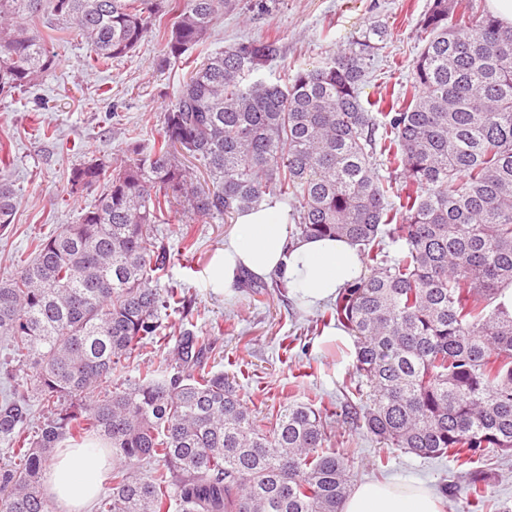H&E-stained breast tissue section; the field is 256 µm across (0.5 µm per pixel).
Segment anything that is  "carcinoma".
<instances>
[{
    "label": "carcinoma",
    "mask_w": 512,
    "mask_h": 512,
    "mask_svg": "<svg viewBox=\"0 0 512 512\" xmlns=\"http://www.w3.org/2000/svg\"><path fill=\"white\" fill-rule=\"evenodd\" d=\"M245 9L0 0V95L26 91L56 63L33 16L72 29L106 65L154 30L166 59L187 61L222 15ZM419 33L418 93L386 112L359 93L382 28L276 81L262 72L280 58L278 42L247 39L193 68L148 151L127 133L126 159L74 170L72 187L103 185L96 203L0 280L3 373L29 371L0 400V437L27 424L30 395L50 407L0 468V512H52L42 481L55 448L93 436L112 445L98 512H338L350 465L325 447L322 411L290 402L260 428L224 373L206 368L208 338L176 336L166 367L112 383L170 305L153 286L169 253L152 225L178 202L198 221L270 197L290 205L292 237L361 247L367 273L326 316L355 338L360 384L344 417L392 448L452 456L469 474L471 512L484 510L486 479L472 465L512 451V27L432 0ZM18 204L1 176L0 228Z\"/></svg>",
    "instance_id": "cac0c4a2"
}]
</instances>
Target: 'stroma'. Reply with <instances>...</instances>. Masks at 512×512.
Returning <instances> with one entry per match:
<instances>
[{"instance_id": "35a3bbf8", "label": "stroma", "mask_w": 512, "mask_h": 512, "mask_svg": "<svg viewBox=\"0 0 512 512\" xmlns=\"http://www.w3.org/2000/svg\"><path fill=\"white\" fill-rule=\"evenodd\" d=\"M429 2L279 0L267 15L221 16L192 57L199 62L236 41L269 37L281 47L278 62L266 72L274 79L287 66L321 65L377 22L386 30L385 41L360 96L389 103L412 90L411 65L422 48L418 23ZM33 23L58 63L26 94L0 97V149L8 154L5 173L21 198L12 223L0 230V278L9 276L15 259L33 256L38 239L77 223L82 210L94 204L100 186L71 193L75 168L97 158L120 159L128 128L138 131L143 148L151 147L161 131V113L189 73L187 64L165 59L154 32L111 67L96 70L73 32L42 16ZM232 224V218L219 215L194 223L177 209L154 226L157 242L170 254L157 287L179 289L186 304L183 313L163 318V335L189 329L207 337L212 346L208 368L234 380L260 426H268L272 414L291 401L326 409L327 445L352 461V484L389 480L436 491L452 484L456 490L444 497L446 512H468V479L452 458L387 447L365 428L344 421L342 393L356 379L353 338L318 325L321 308L280 294L270 278L258 295L238 286L228 294L213 287L210 264ZM186 235L193 241L189 251L182 247ZM480 468L489 492L487 512H512V451L493 454Z\"/></svg>"}]
</instances>
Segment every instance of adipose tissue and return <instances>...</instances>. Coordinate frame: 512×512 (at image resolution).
I'll return each instance as SVG.
<instances>
[{
	"instance_id": "adipose-tissue-1",
	"label": "adipose tissue",
	"mask_w": 512,
	"mask_h": 512,
	"mask_svg": "<svg viewBox=\"0 0 512 512\" xmlns=\"http://www.w3.org/2000/svg\"><path fill=\"white\" fill-rule=\"evenodd\" d=\"M277 276L303 305L334 301L364 273L360 247L342 238L290 239L285 211L276 202L243 212L211 265L215 287L229 289L241 274ZM108 458L98 442L65 449L46 472L49 498L60 512H84L103 490ZM340 512H445V501L428 487L375 482L356 486Z\"/></svg>"
}]
</instances>
